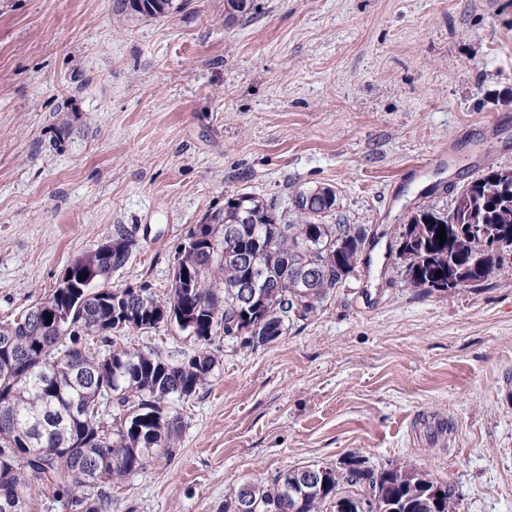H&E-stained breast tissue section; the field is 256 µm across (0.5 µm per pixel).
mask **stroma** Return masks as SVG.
<instances>
[{
    "label": "stroma",
    "mask_w": 512,
    "mask_h": 512,
    "mask_svg": "<svg viewBox=\"0 0 512 512\" xmlns=\"http://www.w3.org/2000/svg\"><path fill=\"white\" fill-rule=\"evenodd\" d=\"M0 0V321L123 225L116 288L163 292L227 197L330 185L377 244L305 325L219 364L172 456L110 512H221L248 481L403 460L456 512H512V269L455 296L407 285L394 217L512 167V0ZM124 6L133 12L148 15L162 16L170 10L179 9L182 3L174 4L173 0H122Z\"/></svg>",
    "instance_id": "1"
}]
</instances>
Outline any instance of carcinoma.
<instances>
[{"mask_svg":"<svg viewBox=\"0 0 512 512\" xmlns=\"http://www.w3.org/2000/svg\"><path fill=\"white\" fill-rule=\"evenodd\" d=\"M133 12L162 16L180 8L174 0H124ZM336 190L299 189L291 204L278 207L250 192L237 193L224 208L190 228L173 255L172 270L185 273L180 286L169 281L158 295L151 289L114 288L112 273L128 262L135 241L120 225L106 237L107 255L90 249L74 266L96 264V287L75 276L37 306L0 322V501L11 512H108L114 488L147 467L152 451L171 455L182 431L175 410L203 387L218 364L208 350L215 337H231L246 320L245 347L269 344L321 310L336 288L358 270L359 254L371 239L355 224H332ZM247 210L243 231L228 243L225 230ZM276 226L272 245L261 234ZM445 227L446 241L437 239ZM396 243L405 281L431 293L453 275L457 289L480 288L512 264V169L489 166L457 188L451 207H414L398 228ZM320 273L306 288L301 271ZM442 276L435 277L436 272ZM260 279L255 299L241 303L238 284ZM61 324L47 320L51 312ZM183 313L193 322L192 347L165 357L130 346L121 338L148 334ZM34 448H56L50 456L28 458ZM300 467L251 482L224 499V512H455L447 484L405 462L380 469L358 460L342 468L321 467L325 486L301 483ZM442 496H437V493Z\"/></svg>","mask_w":512,"mask_h":512,"instance_id":"cac0c4a2","label":"carcinoma"}]
</instances>
